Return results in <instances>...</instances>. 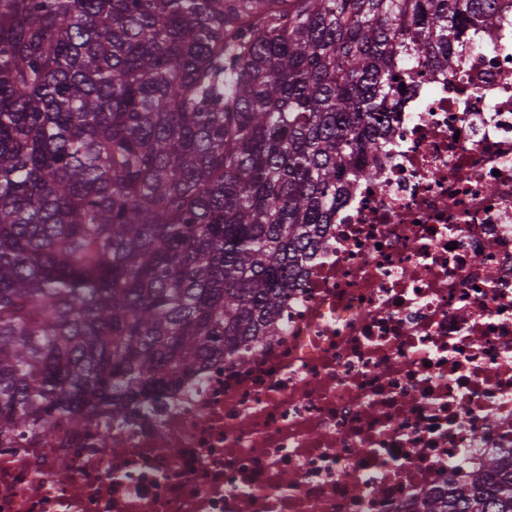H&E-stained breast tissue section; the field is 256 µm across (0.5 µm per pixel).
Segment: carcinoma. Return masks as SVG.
Segmentation results:
<instances>
[{"mask_svg":"<svg viewBox=\"0 0 512 512\" xmlns=\"http://www.w3.org/2000/svg\"><path fill=\"white\" fill-rule=\"evenodd\" d=\"M497 0H0V448L278 335L395 77ZM424 512H512V467Z\"/></svg>","mask_w":512,"mask_h":512,"instance_id":"cac0c4a2","label":"carcinoma"}]
</instances>
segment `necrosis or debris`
I'll list each match as a JSON object with an SVG mask.
<instances>
[{
    "mask_svg": "<svg viewBox=\"0 0 512 512\" xmlns=\"http://www.w3.org/2000/svg\"><path fill=\"white\" fill-rule=\"evenodd\" d=\"M420 71L276 340L0 448V512H418L512 462V0ZM65 473H58L59 457Z\"/></svg>",
    "mask_w": 512,
    "mask_h": 512,
    "instance_id": "1",
    "label": "necrosis or debris"
}]
</instances>
